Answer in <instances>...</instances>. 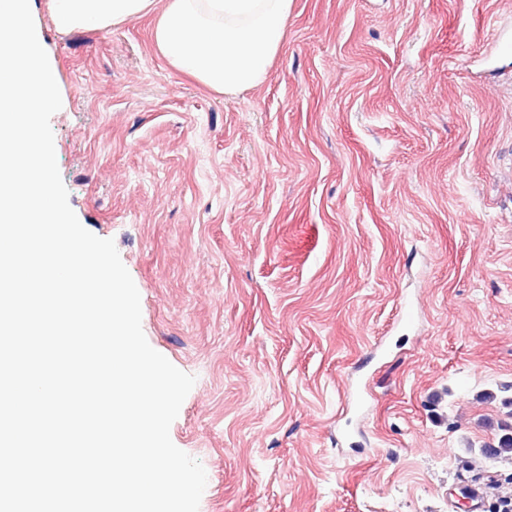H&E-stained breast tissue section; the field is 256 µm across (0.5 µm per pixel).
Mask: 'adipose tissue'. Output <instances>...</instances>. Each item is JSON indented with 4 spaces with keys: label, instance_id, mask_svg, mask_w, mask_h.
Instances as JSON below:
<instances>
[{
    "label": "adipose tissue",
    "instance_id": "1",
    "mask_svg": "<svg viewBox=\"0 0 512 512\" xmlns=\"http://www.w3.org/2000/svg\"><path fill=\"white\" fill-rule=\"evenodd\" d=\"M57 28L115 26L158 12L153 42L168 64L219 94L263 84L285 39L292 0H53Z\"/></svg>",
    "mask_w": 512,
    "mask_h": 512
}]
</instances>
